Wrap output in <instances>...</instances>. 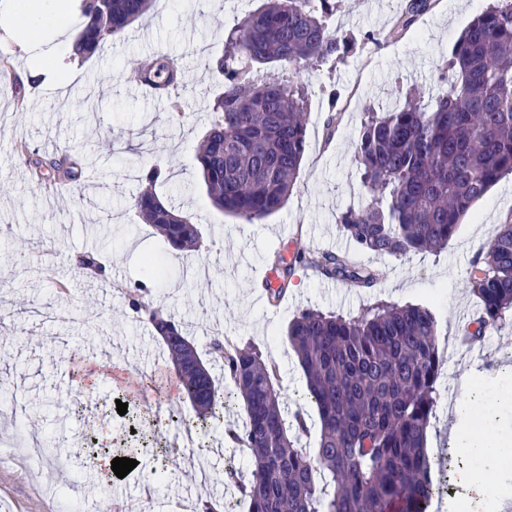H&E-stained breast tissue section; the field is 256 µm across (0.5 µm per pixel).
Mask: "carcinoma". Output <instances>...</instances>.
<instances>
[{"instance_id":"obj_1","label":"carcinoma","mask_w":512,"mask_h":512,"mask_svg":"<svg viewBox=\"0 0 512 512\" xmlns=\"http://www.w3.org/2000/svg\"><path fill=\"white\" fill-rule=\"evenodd\" d=\"M154 0H82L86 23L75 39L80 60L102 52L152 7ZM432 0H408L392 34L410 31ZM330 0H267L229 31L222 55L212 61L224 93L211 105L208 132L195 160L212 205L245 224L280 210L299 175L306 148L308 89L301 69L354 49L348 35L328 29ZM279 70L254 79V67ZM144 73L173 82L171 64L157 59ZM446 95L433 103L404 94V103L363 112L356 144L368 204L348 208L338 224L354 253L274 251L271 265L287 291L296 269L315 267L333 279L372 289L381 271L358 254H438L448 248L472 206L512 174V3H493L460 32L442 67ZM31 176L76 182L82 167L67 152L43 156L21 150ZM162 176L150 166L135 209L168 245L191 251L201 235L192 217L165 206L155 192ZM78 271L102 270L96 254L77 256ZM467 287L480 306L469 332L480 341L486 329L512 311V220L500 225L484 257L477 258ZM150 282L126 292L127 306L147 321L165 345L182 392L195 416L172 411L170 421L205 431L224 422V410L241 402L246 428L233 435L251 456L250 476L239 482L246 512H427L436 494L426 439L436 418L443 356L436 313L428 306L377 301L356 316L303 309L290 320L287 340L306 377L304 400L317 409L318 448L300 445L289 428L306 429L288 407L276 367L253 346L225 336L209 343L222 364L223 386L211 365L196 355L180 324L144 300Z\"/></svg>"}]
</instances>
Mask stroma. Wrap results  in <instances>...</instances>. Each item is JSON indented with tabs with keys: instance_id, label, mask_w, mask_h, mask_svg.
Segmentation results:
<instances>
[{
	"instance_id": "35a3bbf8",
	"label": "stroma",
	"mask_w": 512,
	"mask_h": 512,
	"mask_svg": "<svg viewBox=\"0 0 512 512\" xmlns=\"http://www.w3.org/2000/svg\"><path fill=\"white\" fill-rule=\"evenodd\" d=\"M263 0H155L150 12L131 24L103 54L80 63L63 47L67 81L49 73L29 87L30 59L18 34L0 26V388L31 410L27 427L0 418V440L23 442L28 432L59 446L62 453L40 471L0 458V512H62L51 484L74 488L81 512H140V486L152 488L157 512H173L180 499H211L212 485L237 496L228 470L249 472L247 449H220L221 431L191 438L168 424L169 408L190 417L194 408L176 387L167 352L151 325L126 306L127 287L145 280L142 265L152 255L160 275L148 297L152 306L178 321L198 351L215 331L256 347L278 366L281 395L289 411L302 408L305 378L285 340L296 312L317 308L357 314L379 300L432 307L443 339L460 336L464 315L477 301L467 288V271L485 254L507 217H512V175L501 179L477 202L440 255L372 258L383 278L373 291L351 298V285L301 270L283 299L284 309L266 314L255 277L275 247L293 243L308 252L350 247L336 222L347 208L369 200L355 161L363 109H384L393 89L418 88L425 98L441 96L446 86L440 65L469 21L490 0H435L412 31H390L407 0H336L330 30L357 41L343 61L306 69L309 86L306 153L285 206L259 224H245L216 210L203 189L195 150L209 127L207 104L222 91L209 61L221 55L228 30ZM168 57L181 66L185 83L177 94L184 117L173 116L168 102L131 95L125 77L137 63ZM335 88L338 120L327 133L324 91ZM51 155L69 148L85 161L82 178L68 192L49 197L32 181L16 156L20 143ZM162 162L164 177L155 190L167 204L191 215L202 233V247L172 253L134 207L141 190L140 169ZM97 254L105 277L76 274L73 258ZM442 393L458 390V378L477 374L497 382L512 369V312L488 328L473 347L448 348ZM80 356L100 365L93 392L73 383L62 386L58 373ZM143 398L146 424L131 434L117 401ZM446 404L427 436L432 477L440 492L436 512H449L460 490L449 477L459 459L448 446L452 421ZM111 433L117 442H142V463L133 479L100 484L81 456L87 439ZM167 451L169 480H157L155 449Z\"/></svg>"
}]
</instances>
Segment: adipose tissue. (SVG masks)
Listing matches in <instances>:
<instances>
[{
    "instance_id": "ef3b65f1",
    "label": "adipose tissue",
    "mask_w": 512,
    "mask_h": 512,
    "mask_svg": "<svg viewBox=\"0 0 512 512\" xmlns=\"http://www.w3.org/2000/svg\"><path fill=\"white\" fill-rule=\"evenodd\" d=\"M14 27L23 34L54 33L63 37L71 20L68 0H9ZM466 399L456 403L454 421L448 431L450 447L465 457L454 468L452 480L461 490L460 512H486L495 505L502 512L507 496L490 499L487 472L496 470L512 449V425H505V413H512V390L479 387L475 375L462 376Z\"/></svg>"
}]
</instances>
